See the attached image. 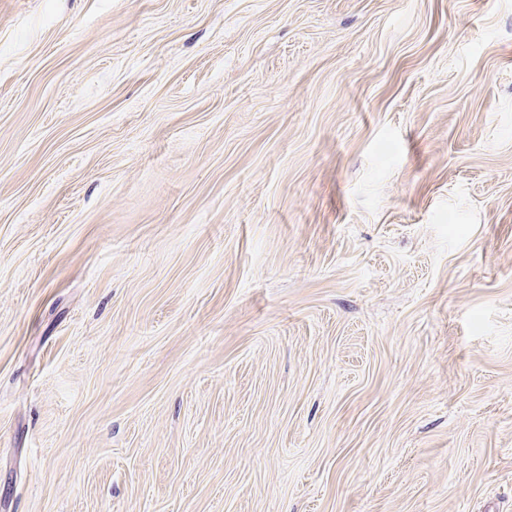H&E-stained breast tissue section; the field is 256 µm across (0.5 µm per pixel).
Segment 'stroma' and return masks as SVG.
I'll return each instance as SVG.
<instances>
[{
	"label": "stroma",
	"mask_w": 512,
	"mask_h": 512,
	"mask_svg": "<svg viewBox=\"0 0 512 512\" xmlns=\"http://www.w3.org/2000/svg\"><path fill=\"white\" fill-rule=\"evenodd\" d=\"M0 512H512V0H0Z\"/></svg>",
	"instance_id": "obj_1"
}]
</instances>
